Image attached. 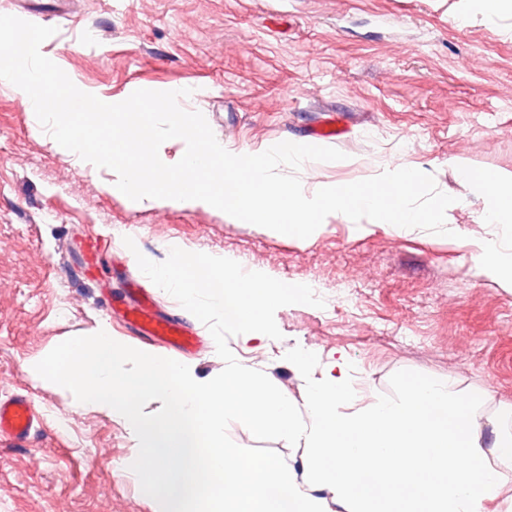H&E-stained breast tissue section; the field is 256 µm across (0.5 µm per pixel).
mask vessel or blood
<instances>
[{
  "mask_svg": "<svg viewBox=\"0 0 512 512\" xmlns=\"http://www.w3.org/2000/svg\"><path fill=\"white\" fill-rule=\"evenodd\" d=\"M127 323L148 341L161 342L180 352L191 350L196 338L182 323L158 316L150 296L134 288L130 291ZM37 423L30 400L23 395L0 399V441L20 443L28 439Z\"/></svg>",
  "mask_w": 512,
  "mask_h": 512,
  "instance_id": "1",
  "label": "vessel or blood"
}]
</instances>
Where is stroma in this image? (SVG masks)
Masks as SVG:
<instances>
[{
    "mask_svg": "<svg viewBox=\"0 0 512 512\" xmlns=\"http://www.w3.org/2000/svg\"><path fill=\"white\" fill-rule=\"evenodd\" d=\"M0 14L54 28L42 54L99 98L187 87L180 107L201 112L229 150L290 141L345 153L305 163L306 187L402 159L457 200L447 237L339 213L299 239L211 206L135 205L110 190V169L78 164L0 85V398L29 395L40 416L24 446L0 444V512H161L132 475L138 450L125 425L34 366L105 322L119 342L185 360L202 381L219 374L207 326L138 268L137 255L161 262L174 246L320 290L324 307L276 311L281 339L228 340L296 406L306 384L285 355L309 339L320 363L346 356L365 403L404 369L484 394L492 447L498 413L512 412V289L478 255L487 240L512 246V224L481 223L460 171L512 176V15L486 17L467 0H0ZM330 121L337 136L317 138ZM88 234L101 241L103 274L76 247ZM132 279L203 348L184 356L123 326Z\"/></svg>",
    "mask_w": 512,
    "mask_h": 512,
    "instance_id": "35a3bbf8",
    "label": "stroma"
}]
</instances>
